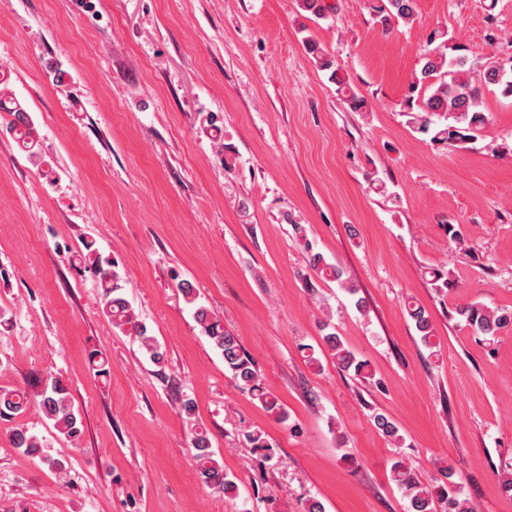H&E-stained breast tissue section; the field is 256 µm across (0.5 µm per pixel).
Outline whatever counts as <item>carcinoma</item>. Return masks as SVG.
Masks as SVG:
<instances>
[{"instance_id":"carcinoma-1","label":"carcinoma","mask_w":512,"mask_h":512,"mask_svg":"<svg viewBox=\"0 0 512 512\" xmlns=\"http://www.w3.org/2000/svg\"><path fill=\"white\" fill-rule=\"evenodd\" d=\"M376 23L382 30H389L400 21L409 23L416 14L415 0H376L373 6ZM434 47L424 49L421 54L420 68L414 81L408 87L405 99L406 123L417 133L427 135L430 140L452 147H462L474 140L485 128L488 117L482 109L480 90L483 87H498L505 97L512 96V64L504 66L492 61L476 71L469 65V59L456 54L458 46H448V32L435 31L430 37ZM304 46L317 67L329 73V79L336 83V91L354 112L368 111L364 97L355 92L348 79L340 73L335 59L311 39L304 40ZM454 54L447 55V50ZM7 130L12 132L18 145L31 149L32 128L27 113L20 110L13 113V119L7 123ZM292 236L304 241L307 252V266L314 274L334 282L351 295L357 294V288L344 270L328 262L320 252L312 250V245L305 242L306 236L300 224L291 225ZM83 262L86 269L96 277L104 301L103 312L112 324L123 331L133 334L140 348L156 365L164 364L166 353L157 338L148 327L137 320L129 301L120 293L121 286L117 273L103 266L93 248L86 243ZM432 285L438 292H446L452 286L451 271L435 269L431 272ZM179 290L187 305L193 310L194 318L208 337L213 347L224 358L227 369L237 386L247 391L268 413L284 418L285 411L278 397L262 382L254 361L244 352L236 336L224 328V324L214 317L210 310L199 302V295L192 284L183 282ZM473 332L481 336H495L500 331L512 329V309L490 308L481 303L459 304L454 308ZM407 313L413 321L422 343L435 345L434 327L424 307L409 304ZM336 364L353 370L354 374L364 379L372 378L368 363L361 361L348 350L335 333L323 336ZM36 404L44 417L52 422L53 427L64 437L75 443L82 434V420L74 409L68 385L55 375H48L43 390L31 398L18 390L0 389V418H14L26 412L30 404ZM375 427L391 442H400L402 435L397 424L383 413L373 417ZM10 438L14 447L23 453L39 459L48 468L61 471L65 462L50 455L45 445L23 428L12 431ZM195 450L194 460L199 475L204 483L218 492L229 494L237 489V484L224 473L223 467L215 459L209 437L200 432L192 439ZM446 481L426 486L416 474L403 463L392 466V480L403 491L407 499V512H472L469 501L462 497L456 483L451 481L454 474L452 466L440 467Z\"/></svg>"}]
</instances>
